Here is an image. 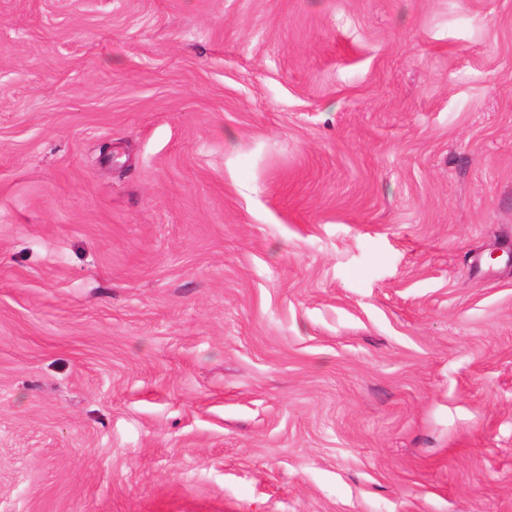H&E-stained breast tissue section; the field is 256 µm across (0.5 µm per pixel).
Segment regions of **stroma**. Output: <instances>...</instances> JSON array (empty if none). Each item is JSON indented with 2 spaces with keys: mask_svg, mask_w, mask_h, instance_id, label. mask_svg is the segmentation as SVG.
Segmentation results:
<instances>
[{
  "mask_svg": "<svg viewBox=\"0 0 512 512\" xmlns=\"http://www.w3.org/2000/svg\"><path fill=\"white\" fill-rule=\"evenodd\" d=\"M0 512H512V0H0Z\"/></svg>",
  "mask_w": 512,
  "mask_h": 512,
  "instance_id": "stroma-1",
  "label": "stroma"
}]
</instances>
